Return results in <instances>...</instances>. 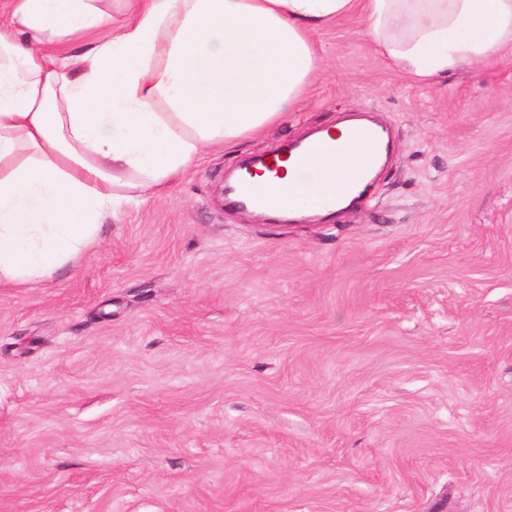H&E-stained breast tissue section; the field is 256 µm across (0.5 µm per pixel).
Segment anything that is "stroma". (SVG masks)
I'll use <instances>...</instances> for the list:
<instances>
[{"mask_svg": "<svg viewBox=\"0 0 512 512\" xmlns=\"http://www.w3.org/2000/svg\"><path fill=\"white\" fill-rule=\"evenodd\" d=\"M315 34L300 111L0 288V512H512V52L429 84ZM367 110L389 169L329 224L225 167Z\"/></svg>", "mask_w": 512, "mask_h": 512, "instance_id": "1", "label": "stroma"}]
</instances>
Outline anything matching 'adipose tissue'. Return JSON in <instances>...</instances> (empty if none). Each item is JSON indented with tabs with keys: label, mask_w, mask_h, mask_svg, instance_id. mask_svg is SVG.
Listing matches in <instances>:
<instances>
[{
	"label": "adipose tissue",
	"mask_w": 512,
	"mask_h": 512,
	"mask_svg": "<svg viewBox=\"0 0 512 512\" xmlns=\"http://www.w3.org/2000/svg\"><path fill=\"white\" fill-rule=\"evenodd\" d=\"M0 0V285L53 278L114 206L296 111L313 36L359 15L416 82L512 46V0ZM31 39H24V32Z\"/></svg>",
	"instance_id": "obj_1"
}]
</instances>
